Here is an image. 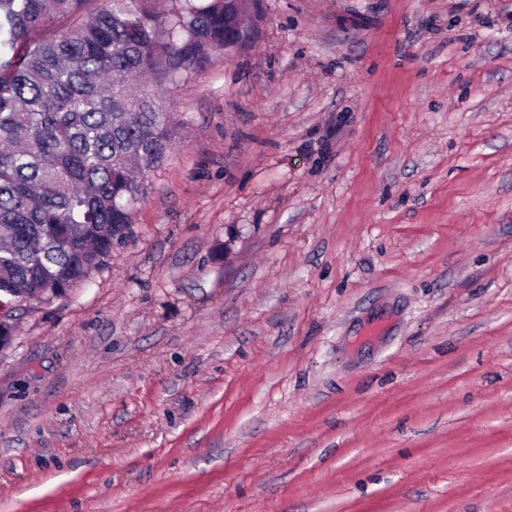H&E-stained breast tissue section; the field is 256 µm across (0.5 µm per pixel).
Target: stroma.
Masks as SVG:
<instances>
[{
	"mask_svg": "<svg viewBox=\"0 0 512 512\" xmlns=\"http://www.w3.org/2000/svg\"><path fill=\"white\" fill-rule=\"evenodd\" d=\"M260 10L0 351V512H512V0Z\"/></svg>",
	"mask_w": 512,
	"mask_h": 512,
	"instance_id": "35a3bbf8",
	"label": "stroma"
}]
</instances>
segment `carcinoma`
<instances>
[{
    "label": "carcinoma",
    "mask_w": 512,
    "mask_h": 512,
    "mask_svg": "<svg viewBox=\"0 0 512 512\" xmlns=\"http://www.w3.org/2000/svg\"><path fill=\"white\" fill-rule=\"evenodd\" d=\"M254 0H0V297L82 286L176 137L171 95Z\"/></svg>",
    "instance_id": "obj_1"
}]
</instances>
